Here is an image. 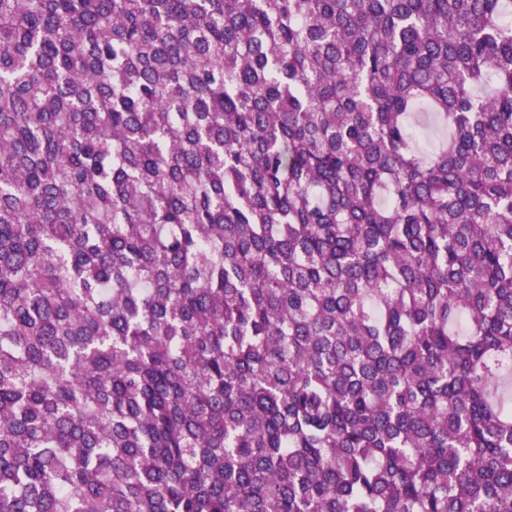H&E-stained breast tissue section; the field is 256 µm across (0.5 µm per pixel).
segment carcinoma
Here are the masks:
<instances>
[{"instance_id":"cac0c4a2","label":"carcinoma","mask_w":512,"mask_h":512,"mask_svg":"<svg viewBox=\"0 0 512 512\" xmlns=\"http://www.w3.org/2000/svg\"><path fill=\"white\" fill-rule=\"evenodd\" d=\"M0 512H512V0H0Z\"/></svg>"}]
</instances>
